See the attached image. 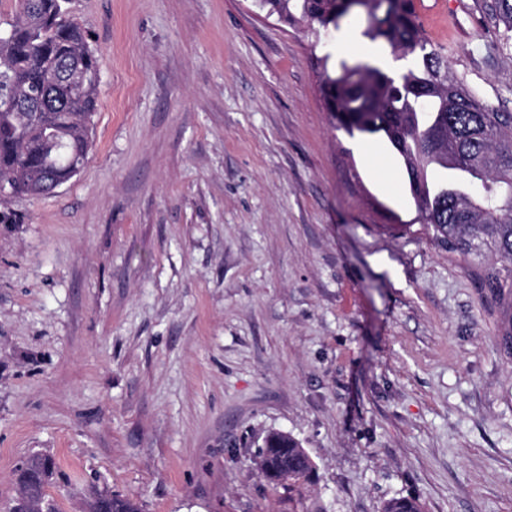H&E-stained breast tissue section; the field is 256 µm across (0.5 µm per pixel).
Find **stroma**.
Returning a JSON list of instances; mask_svg holds the SVG:
<instances>
[{
	"label": "stroma",
	"instance_id": "1",
	"mask_svg": "<svg viewBox=\"0 0 512 512\" xmlns=\"http://www.w3.org/2000/svg\"><path fill=\"white\" fill-rule=\"evenodd\" d=\"M431 43L493 107L512 54L482 0H423ZM102 79L54 192L0 199V512L51 455L59 512H512V359L463 258L422 224L384 140L338 130L322 32L252 0H69ZM281 431L314 481L253 458ZM288 456V468L277 465V458ZM256 469L260 477L272 486H288L289 491L299 490L312 481L313 462L300 442L282 432H269L259 451ZM99 503H101L106 512H140L138 506L132 501L124 498H120L118 496H113L112 494H97L86 504V511L91 512V508L94 504H97L99 507Z\"/></svg>",
	"mask_w": 512,
	"mask_h": 512
}]
</instances>
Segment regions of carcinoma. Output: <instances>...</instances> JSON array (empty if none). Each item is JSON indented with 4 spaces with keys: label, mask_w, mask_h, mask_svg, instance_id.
<instances>
[{
    "label": "carcinoma",
    "mask_w": 512,
    "mask_h": 512,
    "mask_svg": "<svg viewBox=\"0 0 512 512\" xmlns=\"http://www.w3.org/2000/svg\"><path fill=\"white\" fill-rule=\"evenodd\" d=\"M63 0H19L8 45L0 44V196L49 193L76 176L91 147L99 58ZM259 9L303 22L315 40L362 16L363 35L410 64L392 70L349 55L323 68L328 112L349 137L385 139L403 162L417 221L448 252L470 260L481 293L500 318L497 350L512 359V111L494 109L452 71L421 33L412 0H261ZM485 25L502 31L512 52V0H485ZM288 457V468L277 458ZM256 469L273 486L299 490L313 462L300 442L270 432ZM51 456L35 454L18 470L35 495L11 512H57L45 488ZM140 512L132 501L100 493L86 510ZM381 512H423L415 499L394 497Z\"/></svg>",
    "instance_id": "carcinoma-1"
}]
</instances>
